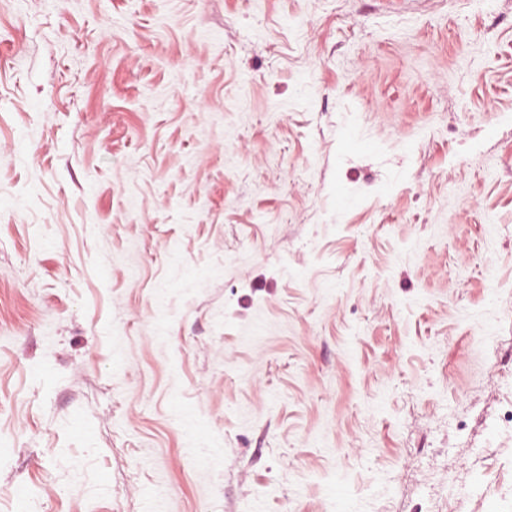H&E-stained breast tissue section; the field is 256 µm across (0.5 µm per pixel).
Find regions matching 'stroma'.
<instances>
[{
  "instance_id": "stroma-1",
  "label": "stroma",
  "mask_w": 512,
  "mask_h": 512,
  "mask_svg": "<svg viewBox=\"0 0 512 512\" xmlns=\"http://www.w3.org/2000/svg\"><path fill=\"white\" fill-rule=\"evenodd\" d=\"M512 512V0H0V512Z\"/></svg>"
}]
</instances>
